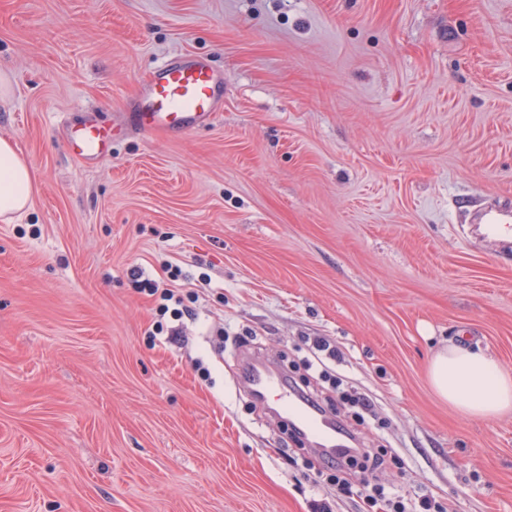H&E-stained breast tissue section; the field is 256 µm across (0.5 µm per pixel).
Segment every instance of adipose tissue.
I'll return each mask as SVG.
<instances>
[{
	"mask_svg": "<svg viewBox=\"0 0 512 512\" xmlns=\"http://www.w3.org/2000/svg\"><path fill=\"white\" fill-rule=\"evenodd\" d=\"M32 193L28 164L1 138L0 219L26 211ZM429 377L435 393L465 416L489 419L512 411V373L483 351L448 343L432 359Z\"/></svg>",
	"mask_w": 512,
	"mask_h": 512,
	"instance_id": "1",
	"label": "adipose tissue"
}]
</instances>
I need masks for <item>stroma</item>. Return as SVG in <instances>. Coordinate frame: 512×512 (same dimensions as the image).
<instances>
[{
	"mask_svg": "<svg viewBox=\"0 0 512 512\" xmlns=\"http://www.w3.org/2000/svg\"><path fill=\"white\" fill-rule=\"evenodd\" d=\"M175 53L224 79L210 124L65 150ZM0 138L35 180L0 222V512H363L249 358L368 393L390 495L512 512V411L464 416L428 375L460 339L512 372V251L470 223L512 202V0H0ZM167 262L173 342L130 277ZM112 129L88 119L74 128L64 129V142L67 150L86 161L105 157L112 142Z\"/></svg>",
	"mask_w": 512,
	"mask_h": 512,
	"instance_id": "35a3bbf8",
	"label": "stroma"
}]
</instances>
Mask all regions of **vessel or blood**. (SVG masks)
Instances as JSON below:
<instances>
[{
  "mask_svg": "<svg viewBox=\"0 0 512 512\" xmlns=\"http://www.w3.org/2000/svg\"><path fill=\"white\" fill-rule=\"evenodd\" d=\"M222 81L207 58L181 57L155 71L143 86L135 111L120 113L119 126L144 133H188L210 121L219 110ZM67 150L85 160L105 157L112 142L110 127L89 119L64 131ZM488 236L495 237L512 227V210L481 216ZM262 398L272 400L279 411L289 414L306 431L330 438L321 416L308 402L285 389L280 378L258 373L250 381Z\"/></svg>",
  "mask_w": 512,
  "mask_h": 512,
  "instance_id": "b4317fda",
  "label": "vessel or blood"
}]
</instances>
